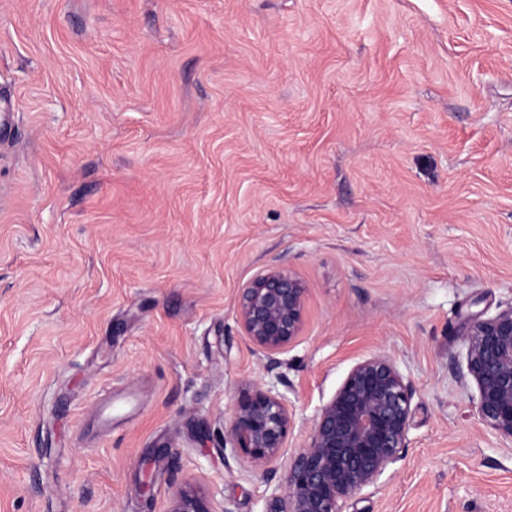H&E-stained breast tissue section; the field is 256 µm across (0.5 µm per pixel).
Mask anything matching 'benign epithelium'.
<instances>
[{
    "mask_svg": "<svg viewBox=\"0 0 512 512\" xmlns=\"http://www.w3.org/2000/svg\"><path fill=\"white\" fill-rule=\"evenodd\" d=\"M306 288L290 269L272 265L240 289L236 319L256 353L273 368L300 335ZM476 408L497 437L512 442V306L473 316L461 333ZM274 383L250 384L239 395L224 442L245 465L276 474L295 419ZM414 390L386 355L357 362L314 418L308 443L265 498L263 512H342V503L376 485L408 447ZM170 512H215L189 486L176 488Z\"/></svg>",
    "mask_w": 512,
    "mask_h": 512,
    "instance_id": "benign-epithelium-1",
    "label": "benign epithelium"
}]
</instances>
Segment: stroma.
Here are the masks:
<instances>
[{"label": "stroma", "instance_id": "stroma-1", "mask_svg": "<svg viewBox=\"0 0 512 512\" xmlns=\"http://www.w3.org/2000/svg\"><path fill=\"white\" fill-rule=\"evenodd\" d=\"M2 105L0 512H168L181 478L261 512L245 384L285 378L284 470L380 354L408 446L342 512H512L459 378L512 306V0H0ZM274 264L307 295L271 372L236 309Z\"/></svg>", "mask_w": 512, "mask_h": 512}]
</instances>
